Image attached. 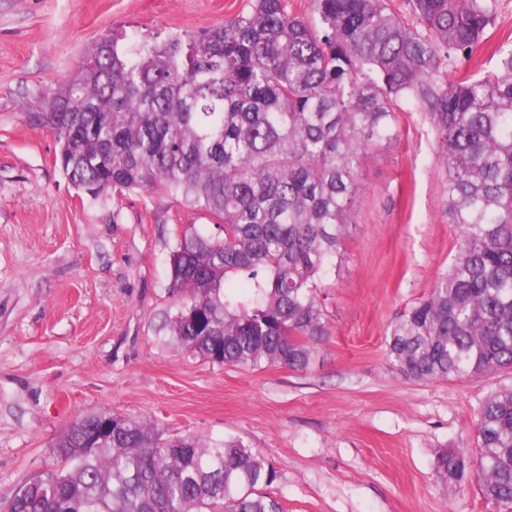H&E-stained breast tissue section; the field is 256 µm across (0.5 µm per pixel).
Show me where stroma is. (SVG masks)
Returning <instances> with one entry per match:
<instances>
[{"mask_svg": "<svg viewBox=\"0 0 512 512\" xmlns=\"http://www.w3.org/2000/svg\"><path fill=\"white\" fill-rule=\"evenodd\" d=\"M252 0H0V500L55 462L57 434L106 408L165 435L233 439L276 472L283 512H497L475 480L448 487L436 452H477L475 408L512 370L415 380L386 338L459 247L427 113L407 102L398 133L371 150L319 295L327 333L304 371L202 360L162 331L174 315L169 254L182 230L218 228L161 194L75 188L58 145L32 120L103 35L130 47L195 34ZM463 62L480 76L512 41V0Z\"/></svg>", "mask_w": 512, "mask_h": 512, "instance_id": "35a3bbf8", "label": "stroma"}]
</instances>
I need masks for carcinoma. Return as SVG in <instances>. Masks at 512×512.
I'll list each match as a JSON object with an SVG mask.
<instances>
[{"mask_svg":"<svg viewBox=\"0 0 512 512\" xmlns=\"http://www.w3.org/2000/svg\"><path fill=\"white\" fill-rule=\"evenodd\" d=\"M414 26L386 0H312L320 27L285 0L186 39L122 49L103 37L80 70L43 93L68 180L86 193L174 196L221 236L182 232L170 254L177 312L162 329L192 354L238 368L303 371L326 333L318 281L336 265L368 152L397 135V102L428 113L446 170L448 270L386 337L415 380L512 368V46L498 67L449 85L496 0H411ZM479 457L444 449L436 479L475 478L512 512V386L476 409ZM56 466L0 512H281L262 493L272 467L234 440L164 436L109 409L53 443Z\"/></svg>","mask_w":512,"mask_h":512,"instance_id":"cac0c4a2","label":"carcinoma"}]
</instances>
